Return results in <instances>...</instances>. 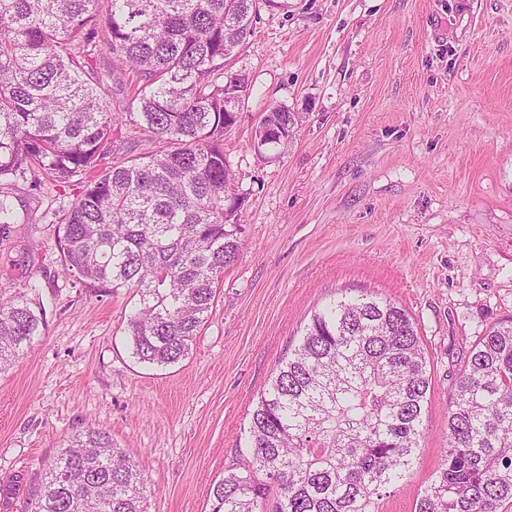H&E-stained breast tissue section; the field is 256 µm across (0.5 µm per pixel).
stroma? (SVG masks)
Segmentation results:
<instances>
[{
    "mask_svg": "<svg viewBox=\"0 0 512 512\" xmlns=\"http://www.w3.org/2000/svg\"><path fill=\"white\" fill-rule=\"evenodd\" d=\"M234 67L249 78L224 135L242 249L178 363L133 358L132 291L66 273L55 215L81 186H10L23 221L0 232V299L27 294L45 326L0 374V480L38 478L95 427L139 466L148 512H209L311 313L364 288L407 310L427 361L415 466L380 503L414 512L452 384L479 336L512 320V0H261ZM277 105L300 121L264 158L255 128Z\"/></svg>",
    "mask_w": 512,
    "mask_h": 512,
    "instance_id": "obj_1",
    "label": "stroma"
}]
</instances>
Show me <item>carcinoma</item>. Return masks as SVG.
<instances>
[{
	"mask_svg": "<svg viewBox=\"0 0 512 512\" xmlns=\"http://www.w3.org/2000/svg\"><path fill=\"white\" fill-rule=\"evenodd\" d=\"M0 0V230L18 223L4 184H84L57 216L64 269L89 288H132V354L188 356L224 269L240 255L244 199L224 132L245 104L235 75L256 0ZM112 72L91 61L99 33ZM132 73L115 98L107 79ZM129 121L165 148L109 164ZM296 113L277 106L254 149L285 147ZM41 306L0 301V372L42 334ZM430 388L409 313L373 292L314 311L254 407L250 458L210 490L209 512H379L410 475ZM512 503V322L491 326L449 393L448 448L415 512H500ZM26 512H147L138 466L89 428L29 485Z\"/></svg>",
	"mask_w": 512,
	"mask_h": 512,
	"instance_id": "1",
	"label": "carcinoma"
}]
</instances>
